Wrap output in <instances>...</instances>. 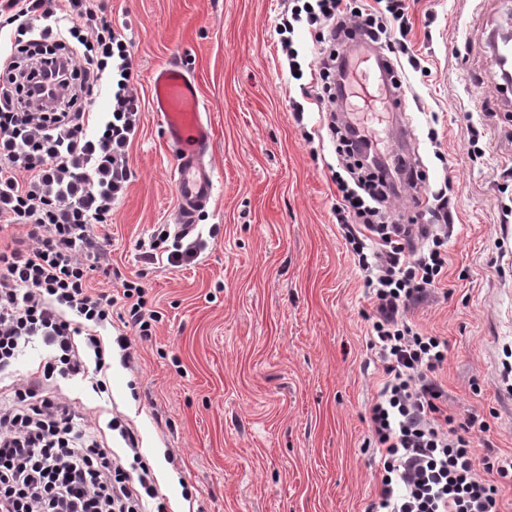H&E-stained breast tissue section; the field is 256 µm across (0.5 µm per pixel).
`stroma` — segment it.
Returning a JSON list of instances; mask_svg holds the SVG:
<instances>
[{
  "mask_svg": "<svg viewBox=\"0 0 512 512\" xmlns=\"http://www.w3.org/2000/svg\"><path fill=\"white\" fill-rule=\"evenodd\" d=\"M101 20L124 34L138 131L131 178L93 233L103 255L94 293L138 282L158 314L149 340L128 330L134 361L112 351L109 396L79 379L57 392L89 422L120 416L169 512H368L379 489L368 407L383 379L370 341L373 303L336 222L334 144L311 75L292 78L276 25L288 0H104ZM405 108L358 113L381 152L392 121L407 127L427 174L423 205L392 195L390 221L427 224L450 186L452 224L437 227L447 263L405 310L444 338L435 379L455 418L484 417L477 453L512 455V89L492 41L512 33V0H407ZM198 80L213 129L217 180L195 228L179 237L172 148L150 106L155 69ZM304 106L296 115L295 103ZM168 239H161V232ZM187 240L193 260L167 255Z\"/></svg>",
  "mask_w": 512,
  "mask_h": 512,
  "instance_id": "stroma-1",
  "label": "stroma"
}]
</instances>
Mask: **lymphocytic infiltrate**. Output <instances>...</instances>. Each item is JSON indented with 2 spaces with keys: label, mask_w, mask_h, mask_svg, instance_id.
I'll list each match as a JSON object with an SVG mask.
<instances>
[{
  "label": "lymphocytic infiltrate",
  "mask_w": 512,
  "mask_h": 512,
  "mask_svg": "<svg viewBox=\"0 0 512 512\" xmlns=\"http://www.w3.org/2000/svg\"><path fill=\"white\" fill-rule=\"evenodd\" d=\"M15 26L9 41L23 53L29 40L53 45L56 67L35 83L0 88V220L27 229L31 249H0V512H166L149 466L130 471L125 459L99 441L97 426L81 424L53 391L54 377L78 378L108 393L113 348L130 363L127 336L108 341L111 297L89 292L100 244L93 223L103 221L131 177L126 147L136 132L139 99L129 85V44L108 30L93 35L96 0H6ZM399 24L391 33L388 23ZM327 28L314 70L322 111L335 112L346 41L362 37L392 54H407L411 30L406 0H305L282 14L279 29L291 72L298 51L291 38L299 22ZM85 48L76 55L75 44ZM112 75V106L96 134H87L89 94ZM328 128L336 139L340 197L335 216L364 273L376 308L372 344L384 379L369 410L381 448V480L371 512H502L499 483L512 479V457L477 456L465 433L486 422H456L439 405L433 375L447 343L415 331L402 317L409 301L433 286L446 264L440 238L427 251L405 250L410 231L383 220L388 183L383 168L358 140ZM124 326L152 336L154 313L137 282L123 284ZM42 340L50 349L30 379L14 377L24 348Z\"/></svg>",
  "instance_id": "obj_1"
}]
</instances>
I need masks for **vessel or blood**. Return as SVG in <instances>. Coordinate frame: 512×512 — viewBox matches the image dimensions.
I'll return each instance as SVG.
<instances>
[{"mask_svg":"<svg viewBox=\"0 0 512 512\" xmlns=\"http://www.w3.org/2000/svg\"><path fill=\"white\" fill-rule=\"evenodd\" d=\"M347 68L355 73L365 106H373L377 81L389 79L381 59L366 57L361 63H348ZM150 102L163 119L166 140L174 150L179 222L188 230L215 190L214 173L205 163L213 136L202 109L200 85L181 65H165L153 74Z\"/></svg>","mask_w":512,"mask_h":512,"instance_id":"obj_1","label":"vessel or blood"}]
</instances>
